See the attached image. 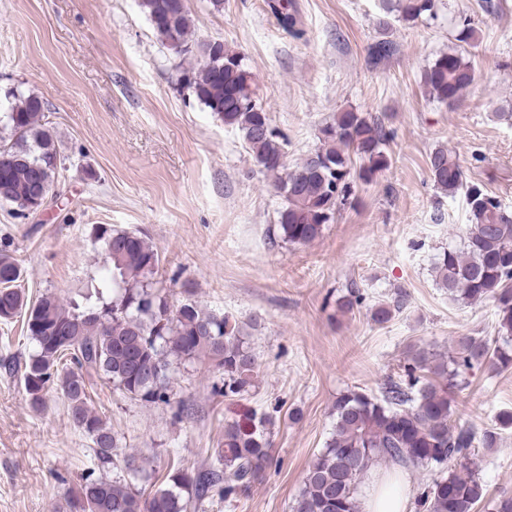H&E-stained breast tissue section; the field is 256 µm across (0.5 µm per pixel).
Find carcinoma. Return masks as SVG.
<instances>
[{
    "label": "carcinoma",
    "instance_id": "cac0c4a2",
    "mask_svg": "<svg viewBox=\"0 0 512 512\" xmlns=\"http://www.w3.org/2000/svg\"><path fill=\"white\" fill-rule=\"evenodd\" d=\"M383 10L405 21L434 17L435 0H382ZM139 6L161 41H178L179 51L193 60L183 81L199 103L237 129L249 154L283 200L277 230L292 244L306 245L324 227L350 194L353 181L372 183L387 170L386 145L392 133L380 120L345 110L319 129V145L288 168L286 138L271 127L268 112L256 97L252 73L241 56L219 41L193 37L185 0H139ZM282 31L303 40L306 30L290 0H271ZM397 45L381 38L368 48L373 64L390 59ZM475 81L470 61L458 52L436 57L422 75L426 92L453 105ZM12 99L8 119L15 142L0 145V203L26 212L37 191L36 177L54 188L61 168L52 137L41 124L44 100L35 95ZM428 169L441 193L464 195L468 232L459 247L443 249L434 269L438 283L455 301L492 303L496 328L504 345L474 337L457 341L455 356L429 357L418 351L405 366L406 379L389 380L382 397L348 391L336 398L330 438L303 477L292 512H361L359 483L379 464L435 467L438 474L418 496L421 512H477L487 488L470 459L476 446L493 448L499 431L512 428V410L497 414L496 424L476 433L453 423V389L461 372L483 366L493 373L512 367V211L486 187L464 178L460 165L439 147L428 156ZM100 241L110 259L102 285L112 300L81 311L46 294L34 303L17 288L22 271L9 254L0 252V320L23 315L35 344L25 362L21 382L31 404L43 405V392L54 381L69 402L74 425L94 445L98 467H112L117 440L90 405L85 372L103 375L122 393L147 402H169L168 357L210 356L224 375V396L248 392L257 377V363L237 323L186 301L173 308L151 278L159 254L145 238L124 229H104ZM408 294L400 289L393 304L372 308V320L389 321ZM271 462L265 420L251 417L224 427V448L218 465L197 474L178 471L146 494L137 488L139 470L127 477H85L69 503L70 512H188L214 494L231 501L244 495Z\"/></svg>",
    "mask_w": 512,
    "mask_h": 512
}]
</instances>
